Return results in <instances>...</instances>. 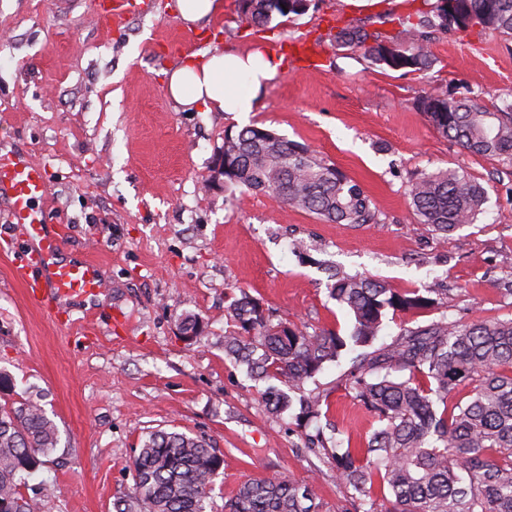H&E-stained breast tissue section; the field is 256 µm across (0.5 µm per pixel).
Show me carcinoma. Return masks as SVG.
I'll return each mask as SVG.
<instances>
[{"mask_svg": "<svg viewBox=\"0 0 512 512\" xmlns=\"http://www.w3.org/2000/svg\"><path fill=\"white\" fill-rule=\"evenodd\" d=\"M247 21L267 27L279 17L306 13L312 0H239ZM398 17L390 38L362 27H336L329 45L361 54L391 70L423 72L435 64L434 31L512 34V0H422ZM418 108L436 132L470 153L512 162V102L492 109L474 98L423 91ZM262 192L278 203L336 224H375L378 216L362 187L307 146L249 125L224 135V190ZM413 211L423 224L448 234L473 223L486 190L457 169L423 172L409 185ZM330 296L353 319L348 338L274 319L247 294L233 296L224 330V355L256 381L281 379L288 391L268 386L267 409H296L299 422L328 417L327 395L295 391L339 359L347 343L376 340L387 309L430 303L381 280L329 272ZM186 336L203 330L200 318L181 320ZM472 386L465 402L448 406L459 386ZM342 385L373 412L380 427L364 448L336 440V478L354 491L355 512H512V318L460 324L443 317L404 329L389 344L352 360ZM59 434L31 400L0 405V512H47L26 496L24 476L57 448ZM223 459L206 440L155 430L132 463L134 494L116 512H207ZM224 512H318L313 490L282 478L248 480L224 503Z\"/></svg>", "mask_w": 512, "mask_h": 512, "instance_id": "obj_1", "label": "carcinoma"}]
</instances>
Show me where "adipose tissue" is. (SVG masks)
Listing matches in <instances>:
<instances>
[{
  "instance_id": "ef3b65f1",
  "label": "adipose tissue",
  "mask_w": 512,
  "mask_h": 512,
  "mask_svg": "<svg viewBox=\"0 0 512 512\" xmlns=\"http://www.w3.org/2000/svg\"><path fill=\"white\" fill-rule=\"evenodd\" d=\"M283 69L282 57L271 51H208L189 56L174 68L167 90L176 102L206 111L248 113L257 107L255 93ZM249 84L250 92L239 89Z\"/></svg>"
}]
</instances>
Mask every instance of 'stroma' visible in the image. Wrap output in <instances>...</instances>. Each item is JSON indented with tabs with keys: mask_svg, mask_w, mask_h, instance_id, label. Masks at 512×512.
<instances>
[{
	"mask_svg": "<svg viewBox=\"0 0 512 512\" xmlns=\"http://www.w3.org/2000/svg\"><path fill=\"white\" fill-rule=\"evenodd\" d=\"M122 25L93 0H0V149L45 168L42 209L66 226L61 252L93 255L107 298L41 306L12 277L20 237L0 206V372L12 387L0 404L34 399L60 442L28 479L26 495L50 512H115L132 495V460L146 433L209 440L224 457L214 512L246 480L282 477L314 489L319 512L348 506L351 488L329 456L308 450L288 414L270 413L265 385L224 355L229 295L246 290L275 318L348 335L352 318L329 296L324 264L435 298L388 311L377 344L440 317L467 323L512 318V163L464 152L440 137L416 106L421 91L496 104L512 94V36L436 35L437 58L417 73L383 70L331 49L330 27L393 36L406 0H312L273 28L251 26L237 0L196 27L175 0H131ZM269 49L285 68L255 112L236 117L182 107L166 74L208 49ZM256 125L304 144L358 182L379 221L332 224L237 191L205 189L224 135ZM455 168L485 187L478 219L448 236L420 223L411 178ZM307 248L295 252L294 241ZM92 312L91 323L78 319ZM193 313L205 331L184 336ZM351 353L325 365L330 420L361 447L379 423L345 391Z\"/></svg>",
	"mask_w": 512,
	"mask_h": 512,
	"instance_id": "stroma-1",
	"label": "stroma"
}]
</instances>
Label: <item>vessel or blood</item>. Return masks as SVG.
I'll list each match as a JSON object with an SVG mask.
<instances>
[{
	"label": "vessel or blood",
	"mask_w": 512,
	"mask_h": 512,
	"mask_svg": "<svg viewBox=\"0 0 512 512\" xmlns=\"http://www.w3.org/2000/svg\"><path fill=\"white\" fill-rule=\"evenodd\" d=\"M49 193L44 168L20 152H0V199L9 203L10 223L20 225L31 249L13 270L28 297L38 304L77 296L99 301L107 285L100 263L92 258L60 259L63 225L41 209Z\"/></svg>",
	"instance_id": "b4317fda"
}]
</instances>
